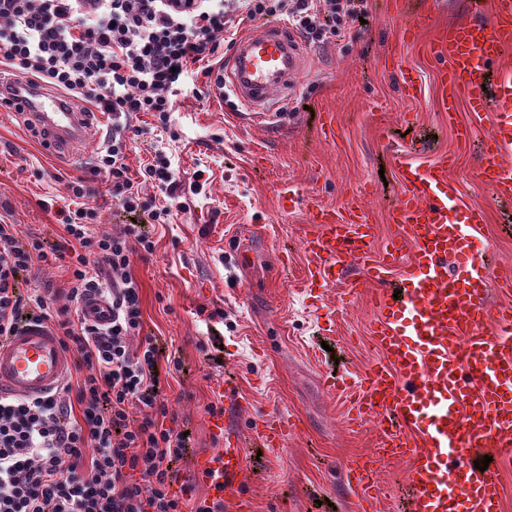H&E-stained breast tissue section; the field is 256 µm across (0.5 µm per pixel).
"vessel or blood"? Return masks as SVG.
<instances>
[{
	"label": "vessel or blood",
	"mask_w": 512,
	"mask_h": 512,
	"mask_svg": "<svg viewBox=\"0 0 512 512\" xmlns=\"http://www.w3.org/2000/svg\"><path fill=\"white\" fill-rule=\"evenodd\" d=\"M512 47V0H494L490 15L439 29L427 45L438 70L439 111L466 104L472 135L493 116L495 135L484 142L478 173L492 195L512 202V69L502 66ZM305 68L303 53L286 27L253 32L233 50V84L250 115L269 114L274 91L292 89ZM494 83L493 97L483 86ZM22 106L28 125L54 145L96 143L103 115L87 112L58 95L0 74V105ZM403 193L392 211L414 245L411 269L393 270L403 246L377 251L374 227L362 208L321 209L310 216L305 250L320 286L336 283L346 267L362 264L378 309L372 334L383 357L364 373L352 401L354 421L371 418L375 452L349 467L346 477L361 496L377 490L385 467L408 464L411 512H499L503 489L493 470L464 459L512 448V310H492L484 257L472 249L487 213L460 208L448 181V161L424 166L398 156ZM497 323L490 331L488 323ZM73 368V356L47 325L29 322L0 342V396L43 397L58 391ZM297 429L291 417L256 420L255 438L266 448L284 447ZM197 470L216 495L235 496L248 483L239 439L198 459Z\"/></svg>",
	"instance_id": "obj_1"
}]
</instances>
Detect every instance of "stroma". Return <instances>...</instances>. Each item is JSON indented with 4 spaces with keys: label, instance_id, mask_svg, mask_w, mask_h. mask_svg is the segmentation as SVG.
<instances>
[{
    "label": "stroma",
    "instance_id": "stroma-1",
    "mask_svg": "<svg viewBox=\"0 0 512 512\" xmlns=\"http://www.w3.org/2000/svg\"><path fill=\"white\" fill-rule=\"evenodd\" d=\"M470 2L364 0L368 25L359 38L301 42L307 71L278 96L280 119L247 120L215 93L186 99L173 115L177 140L149 137L129 152L131 175L160 147L180 170L200 172L204 185L173 223L156 225L155 253L132 266L146 333L183 362L168 396L189 432L180 468L192 500L210 495L195 461L222 445L208 406L229 377L247 406L225 423L244 444L251 480L243 506L228 499L224 512H355L357 493L343 475L371 456L377 438L371 424H351L348 391L380 356L370 335L376 311L369 294L352 301L345 293L362 282L358 267L334 286H308L302 236L310 209L363 207L384 244L400 232L390 218L401 194L397 154L425 165L451 156L460 204L487 211L477 239L495 256L492 273L512 269V202L495 200L476 176L477 139L494 120H484L475 141L460 137L468 112L436 110V73L424 54L434 28L468 19ZM427 9L431 27L403 43L405 23ZM396 65L416 69L418 100L399 95ZM94 152L47 151L18 113L0 107V221L55 239V213L43 203L63 201L68 178L87 176ZM285 184L298 196L295 207L278 195ZM217 308L223 321L209 317ZM330 373L338 376L333 392L323 381ZM281 415L298 420V433L285 447L259 449L250 439L255 420ZM406 469L401 462L381 471L371 512H409Z\"/></svg>",
    "mask_w": 512,
    "mask_h": 512
}]
</instances>
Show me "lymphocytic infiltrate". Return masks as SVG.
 Listing matches in <instances>:
<instances>
[{"instance_id":"lymphocytic-infiltrate-1","label":"lymphocytic infiltrate","mask_w":512,"mask_h":512,"mask_svg":"<svg viewBox=\"0 0 512 512\" xmlns=\"http://www.w3.org/2000/svg\"><path fill=\"white\" fill-rule=\"evenodd\" d=\"M355 0H0V67L37 86L111 115L112 137L95 153L93 176L135 223L96 233L99 213L88 179L69 181L74 202L56 210L61 240L20 238L0 224V337L27 319L48 323L74 357L75 379L53 396L0 399V512H184L172 487L187 448L183 432L164 427L166 385L182 367L156 337L143 332L134 260L155 251L148 230L185 210L184 181L171 157L156 150L141 180L128 175L127 154L146 134L132 124L152 113L170 133L181 100H203L200 79L224 84V52L241 22L286 18L311 43L359 26ZM164 194V205L143 185ZM59 263L70 274L66 304L50 289L30 287L33 260ZM112 279V320L91 321L84 303Z\"/></svg>"}]
</instances>
